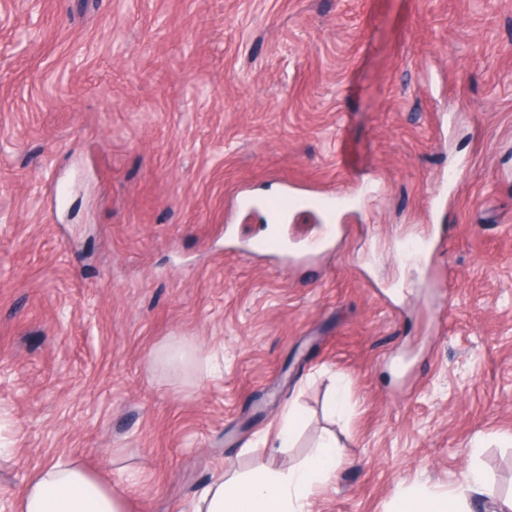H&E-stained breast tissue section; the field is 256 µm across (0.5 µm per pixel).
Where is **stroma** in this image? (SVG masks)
<instances>
[{
    "label": "stroma",
    "instance_id": "1",
    "mask_svg": "<svg viewBox=\"0 0 512 512\" xmlns=\"http://www.w3.org/2000/svg\"><path fill=\"white\" fill-rule=\"evenodd\" d=\"M324 434L309 512L512 491V0H0V512ZM17 512H125V498L79 462L59 460L31 480Z\"/></svg>",
    "mask_w": 512,
    "mask_h": 512
}]
</instances>
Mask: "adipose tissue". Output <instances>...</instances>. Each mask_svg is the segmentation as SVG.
I'll return each instance as SVG.
<instances>
[{
  "mask_svg": "<svg viewBox=\"0 0 512 512\" xmlns=\"http://www.w3.org/2000/svg\"><path fill=\"white\" fill-rule=\"evenodd\" d=\"M339 464V448L324 438L288 471L261 469L217 477L203 490L195 512H308L310 497L335 476ZM470 510L467 495L410 494L399 499L396 512ZM17 512H125V499L79 462L60 460L31 480Z\"/></svg>",
  "mask_w": 512,
  "mask_h": 512,
  "instance_id": "ef3b65f1",
  "label": "adipose tissue"
}]
</instances>
